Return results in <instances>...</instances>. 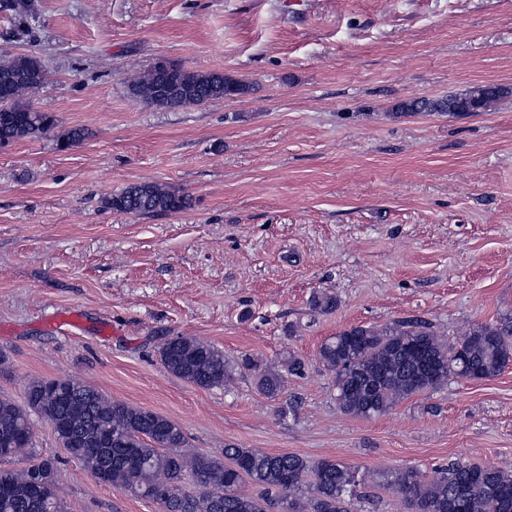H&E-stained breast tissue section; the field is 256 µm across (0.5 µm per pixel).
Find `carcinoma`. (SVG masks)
<instances>
[{"instance_id":"1","label":"carcinoma","mask_w":512,"mask_h":512,"mask_svg":"<svg viewBox=\"0 0 512 512\" xmlns=\"http://www.w3.org/2000/svg\"><path fill=\"white\" fill-rule=\"evenodd\" d=\"M46 82L35 55L0 62V146L38 139L57 127L55 115L32 106ZM131 92L160 108L199 106L251 91L245 81L222 72H188L165 61L131 81ZM496 86H474L460 95L416 98L399 103L398 112H482L500 95ZM103 208L146 215L191 208L189 194L155 183L133 184L102 200ZM313 309L336 310V297L313 296ZM322 362L336 371V404L352 416L382 415L401 400L433 389L450 377L478 381L500 373L512 361V320L476 324L454 344L438 337L431 323L402 318L377 328L352 327L327 339ZM167 371L200 388L228 387L233 370L224 352L189 336L167 340L160 349ZM258 390L273 398L282 391L284 373L304 370L289 356L284 370L247 357ZM45 419L57 441L102 483L151 499L161 512H350L364 480L331 459L310 463L295 454H271L235 444L224 445V460L182 451L180 425L164 416L115 401L75 379L37 380L25 391V405L0 399V459L31 455V415ZM195 479L199 490L185 493L181 483ZM250 480L260 493L241 490ZM386 484L399 491L411 512H512V474L493 466L453 462L428 480L416 470L394 471ZM0 512H66L56 492V465L49 456L26 469L0 468Z\"/></svg>"}]
</instances>
